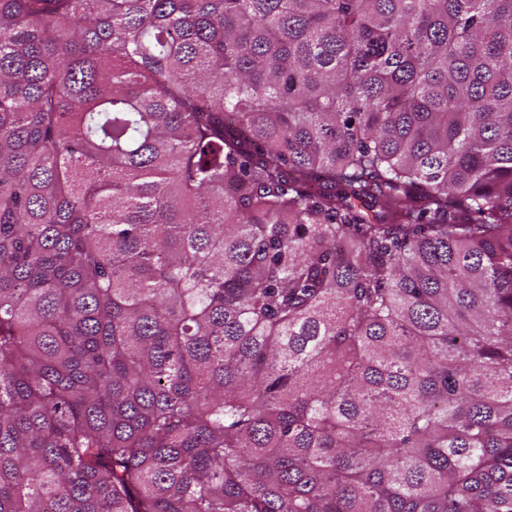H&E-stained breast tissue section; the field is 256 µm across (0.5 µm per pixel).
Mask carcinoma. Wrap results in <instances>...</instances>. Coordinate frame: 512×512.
<instances>
[{
    "mask_svg": "<svg viewBox=\"0 0 512 512\" xmlns=\"http://www.w3.org/2000/svg\"><path fill=\"white\" fill-rule=\"evenodd\" d=\"M0 512H512V0H0Z\"/></svg>",
    "mask_w": 512,
    "mask_h": 512,
    "instance_id": "obj_1",
    "label": "carcinoma"
}]
</instances>
